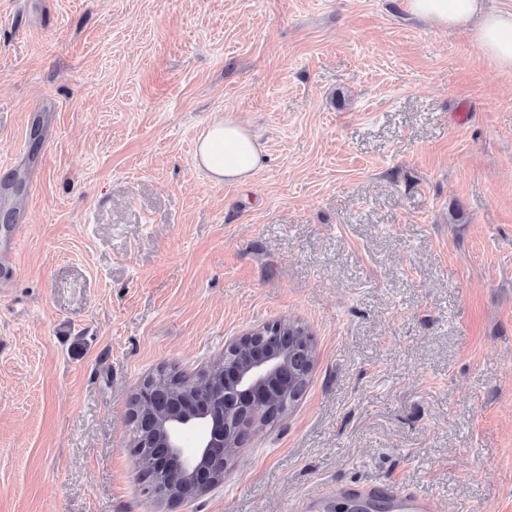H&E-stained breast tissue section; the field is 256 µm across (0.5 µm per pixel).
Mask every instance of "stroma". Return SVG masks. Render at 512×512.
I'll return each instance as SVG.
<instances>
[{
	"label": "stroma",
	"instance_id": "stroma-1",
	"mask_svg": "<svg viewBox=\"0 0 512 512\" xmlns=\"http://www.w3.org/2000/svg\"><path fill=\"white\" fill-rule=\"evenodd\" d=\"M266 164L216 184L214 118ZM0 512H289L323 485L512 512V72L405 0H0ZM303 397L201 496L128 411L281 318Z\"/></svg>",
	"mask_w": 512,
	"mask_h": 512
}]
</instances>
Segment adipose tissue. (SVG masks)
Listing matches in <instances>:
<instances>
[{"label": "adipose tissue", "instance_id": "adipose-tissue-1", "mask_svg": "<svg viewBox=\"0 0 512 512\" xmlns=\"http://www.w3.org/2000/svg\"><path fill=\"white\" fill-rule=\"evenodd\" d=\"M410 15L442 29L473 28L485 56L512 71V11L486 0H406ZM198 166L217 183H244L263 163L258 135L230 118L214 120L195 149Z\"/></svg>", "mask_w": 512, "mask_h": 512}]
</instances>
